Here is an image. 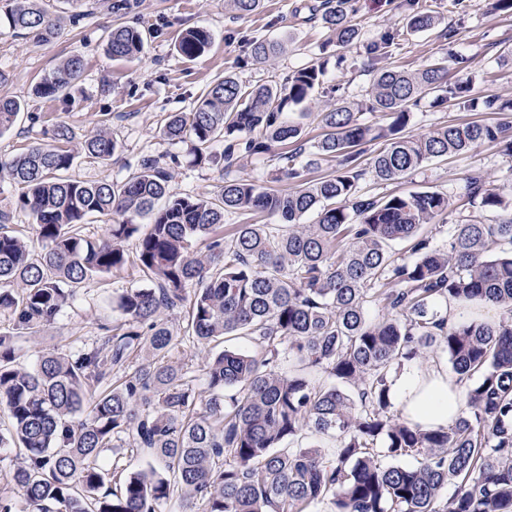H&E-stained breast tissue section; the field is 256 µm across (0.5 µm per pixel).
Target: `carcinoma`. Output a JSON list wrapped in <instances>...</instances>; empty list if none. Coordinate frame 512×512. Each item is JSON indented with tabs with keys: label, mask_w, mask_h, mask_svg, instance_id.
Wrapping results in <instances>:
<instances>
[{
	"label": "carcinoma",
	"mask_w": 512,
	"mask_h": 512,
	"mask_svg": "<svg viewBox=\"0 0 512 512\" xmlns=\"http://www.w3.org/2000/svg\"><path fill=\"white\" fill-rule=\"evenodd\" d=\"M12 2L9 27L36 41L56 35L44 0ZM406 2V30L364 46L373 74L365 108L389 115L388 124L332 108L309 159L296 165L306 151L303 127L283 114L323 84L324 67L312 64L274 84L246 86L228 74L163 126L167 140L191 143L194 162L223 171L276 154L285 161L280 173L298 183L290 193L239 178L209 198L176 196L158 158L142 159L121 181L71 178L78 157L106 163L118 144L102 129L75 146L64 121L53 125L51 142L0 160V172L20 187L15 207L42 244L33 255L12 211L0 209V316L10 324L0 330V408L8 417L0 447L16 449L23 512H161L175 497L182 512L199 504L204 512H311L324 502L330 512H512V197L470 176V201L501 219L452 225L444 250L431 245L426 227L448 215V195L367 196L360 186L369 172L397 181L484 143L512 156V100L476 97L467 79L448 83L444 60L416 70L388 65L404 33L439 24L419 0ZM298 9L312 11L337 47L358 44L350 0ZM146 40L140 28L118 24L107 49L130 59ZM211 43L208 29L189 27L178 49L198 57ZM282 50L277 40L256 39L248 58ZM83 69L82 57L64 59L36 94L59 98ZM428 96L499 118L408 133L410 107ZM20 110V100L0 98V135ZM218 138L224 150L214 152ZM374 141L381 148L365 168L363 146ZM321 160L336 161V170L307 177ZM239 211L280 223H224ZM310 212L317 221L302 223ZM97 214L117 220L92 240L82 228ZM129 266L148 283L118 294L119 317L100 336L69 354L42 351L31 368L20 364L21 343L54 324L77 289ZM371 302L384 310L377 321L367 316ZM453 302L490 303L503 314L493 323L451 322ZM231 337L250 341L254 353L209 350ZM187 343L207 350L199 370L173 357ZM438 351L467 384V410L446 427L424 428L392 413L388 376L402 361ZM286 357L334 384L281 371ZM310 436L332 440L334 450ZM124 451L145 457V467L106 463ZM406 456L416 463H396Z\"/></svg>",
	"instance_id": "cac0c4a2"
}]
</instances>
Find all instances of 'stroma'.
Listing matches in <instances>:
<instances>
[{
	"label": "stroma",
	"instance_id": "obj_1",
	"mask_svg": "<svg viewBox=\"0 0 512 512\" xmlns=\"http://www.w3.org/2000/svg\"><path fill=\"white\" fill-rule=\"evenodd\" d=\"M110 0H46L48 11L59 18L55 38L44 42L15 34L0 24V69L10 80L0 85V97L23 102L12 129L0 136V158L6 159L33 142L42 141V131L64 120L72 128L75 142L107 127L119 149L110 163L79 158L70 176L84 180H116L147 156L174 157L171 167L173 193L199 198L211 195L222 181L219 169L196 164L189 144L164 140L159 130L168 115L190 111L207 86L224 74H235L246 84L282 80L293 70L313 64L326 66L323 85L302 109L307 117L305 139L316 142L322 133L319 114L326 106L341 104L356 111L360 122L386 124L379 112L365 109L371 76L364 72L363 43L390 28L402 27L408 13L405 0H352L353 20L360 29V45L341 49L327 45L326 30L298 11L300 0H262L253 14L240 17L224 0H129L124 15L112 12ZM492 0H422L438 15L440 28L403 36L391 61L411 70L447 56L469 61L467 76L478 97L512 99V14L492 11ZM145 23L152 30L143 53L134 59L115 60L106 51V36L113 23ZM203 26L213 36L207 52L189 60L178 50V36L188 27ZM456 31L453 40L441 38V27ZM276 38L285 45L282 54L261 64L246 63L247 43L252 39ZM71 55L82 56L85 70L67 97L46 100L33 88L40 79ZM37 120H30V113ZM480 119L496 121L492 112L475 114L454 108L434 107L422 100L411 109L409 129L424 134L450 123ZM280 162L267 155L249 157L233 168L232 178H262L266 187L282 193L294 191L295 182L277 176ZM484 175L504 195L512 196V156L501 146L481 144L470 151L430 163L402 179L386 184L365 177L363 192L407 194L425 189L448 195L451 207L446 225L432 233L434 246L448 245L452 224L498 222V212L469 203L467 179ZM145 278L135 268L126 269L77 289L74 304L48 331L45 344L67 352L76 341L99 335L116 313L112 299L122 289L143 285Z\"/></svg>",
	"mask_w": 512,
	"mask_h": 512
}]
</instances>
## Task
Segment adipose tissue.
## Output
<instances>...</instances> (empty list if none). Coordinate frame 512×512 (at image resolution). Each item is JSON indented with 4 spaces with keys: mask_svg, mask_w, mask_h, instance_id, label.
Here are the masks:
<instances>
[{
    "mask_svg": "<svg viewBox=\"0 0 512 512\" xmlns=\"http://www.w3.org/2000/svg\"><path fill=\"white\" fill-rule=\"evenodd\" d=\"M391 392L403 415L426 428L448 425L460 409L454 378L439 365L391 376Z\"/></svg>",
    "mask_w": 512,
    "mask_h": 512,
    "instance_id": "ef3b65f1",
    "label": "adipose tissue"
}]
</instances>
